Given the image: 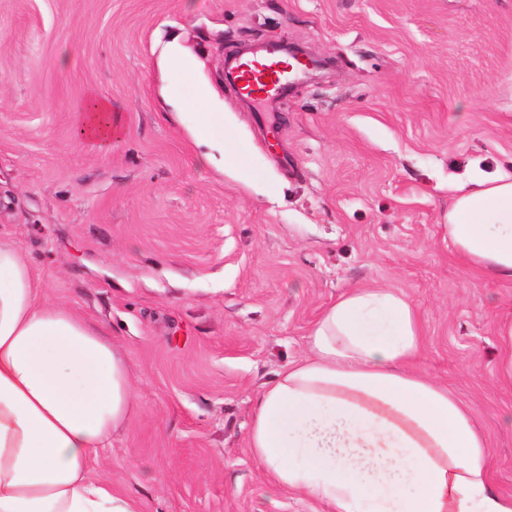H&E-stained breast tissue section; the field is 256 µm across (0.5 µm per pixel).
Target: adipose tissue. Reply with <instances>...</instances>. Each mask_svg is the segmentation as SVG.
I'll return each instance as SVG.
<instances>
[{
    "label": "adipose tissue",
    "instance_id": "ef3b65f1",
    "mask_svg": "<svg viewBox=\"0 0 512 512\" xmlns=\"http://www.w3.org/2000/svg\"><path fill=\"white\" fill-rule=\"evenodd\" d=\"M78 138L104 149L122 115L88 94ZM448 239L473 270L512 282V175L450 188ZM258 394L250 448L273 483L328 512H512L488 478L471 411L414 371L423 348L399 293L353 288L329 306ZM138 394L108 329L49 301L0 234V512H137L93 468Z\"/></svg>",
    "mask_w": 512,
    "mask_h": 512
}]
</instances>
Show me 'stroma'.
I'll use <instances>...</instances> for the list:
<instances>
[{"label":"stroma","mask_w":512,"mask_h":512,"mask_svg":"<svg viewBox=\"0 0 512 512\" xmlns=\"http://www.w3.org/2000/svg\"><path fill=\"white\" fill-rule=\"evenodd\" d=\"M174 39L256 182L204 161L167 102ZM280 39L327 66L271 109L224 59ZM91 91L124 118L107 150L76 137ZM477 169L512 174V0H0V232L132 365L135 413L94 475L138 512H325L272 483L249 431L352 288L412 303L419 370L472 408L512 497V283L445 228ZM495 334L503 354L498 360L496 375L500 383L512 385V319H506L499 322L496 326Z\"/></svg>","instance_id":"35a3bbf8"}]
</instances>
